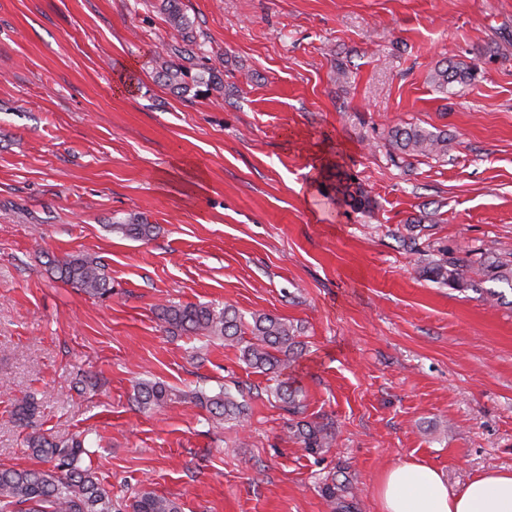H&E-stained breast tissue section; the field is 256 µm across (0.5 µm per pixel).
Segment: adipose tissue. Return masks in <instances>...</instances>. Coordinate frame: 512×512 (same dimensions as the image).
Instances as JSON below:
<instances>
[{
    "mask_svg": "<svg viewBox=\"0 0 512 512\" xmlns=\"http://www.w3.org/2000/svg\"><path fill=\"white\" fill-rule=\"evenodd\" d=\"M375 494L381 512H512V472L490 471L458 490L418 460L387 468Z\"/></svg>",
    "mask_w": 512,
    "mask_h": 512,
    "instance_id": "adipose-tissue-1",
    "label": "adipose tissue"
}]
</instances>
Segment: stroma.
<instances>
[{
  "label": "stroma",
  "mask_w": 512,
  "mask_h": 512,
  "mask_svg": "<svg viewBox=\"0 0 512 512\" xmlns=\"http://www.w3.org/2000/svg\"><path fill=\"white\" fill-rule=\"evenodd\" d=\"M163 3L0 0V463L36 466L33 433H82L114 501L147 488L181 512H380L377 480L405 461L453 489L511 470L512 302L422 269L442 248L512 254V0H178L180 36ZM175 39L219 89L166 85ZM449 61L476 78L439 89ZM408 124L447 131V157L394 163ZM133 214L153 239L111 231ZM78 253L111 299L51 275ZM168 302L297 326L280 378L328 447L290 436L238 349L168 332ZM144 380L175 402L139 411ZM234 384L243 419L190 400Z\"/></svg>",
  "instance_id": "35a3bbf8"
}]
</instances>
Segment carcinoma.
<instances>
[{
	"label": "carcinoma",
	"mask_w": 512,
	"mask_h": 512,
	"mask_svg": "<svg viewBox=\"0 0 512 512\" xmlns=\"http://www.w3.org/2000/svg\"><path fill=\"white\" fill-rule=\"evenodd\" d=\"M163 76L168 82L181 86L185 72L172 60L163 62ZM476 69L463 63L437 67L431 75L435 85L448 89L453 83L475 79ZM390 146L407 157L440 158L448 154V135L418 125L397 127L389 133ZM112 230L125 236L148 241L154 237L156 226L134 216L126 222L111 225ZM54 276L63 283L97 298L112 296L111 280L105 264L97 257L70 255L50 261ZM423 273L454 290H465L477 283L492 282L512 290V255L475 258L467 253L454 255L446 249L437 251ZM159 317L173 333H186L203 338H222L224 344L236 347L249 367L263 373L276 372L288 365L289 355L300 346L297 329L288 320L270 315L255 314L252 322L244 320L235 308H223L206 303H170L158 307ZM269 392L281 403L285 412L298 416L305 405L299 390L279 380ZM174 393L160 381L140 382L136 386V400L144 409L162 408L173 401ZM192 399L200 404L216 421H227L246 415L250 409L242 389L231 391L225 387L213 395L201 391ZM292 436L301 439L305 450L315 452L326 445L328 433L301 421L291 429ZM32 454L50 464L46 469L22 468L0 464V512H116L112 492L91 467L80 465L87 453L85 437L76 435L56 439L41 433L29 437ZM130 512H180L176 501L143 489L129 505Z\"/></svg>",
	"instance_id": "carcinoma-1"
}]
</instances>
